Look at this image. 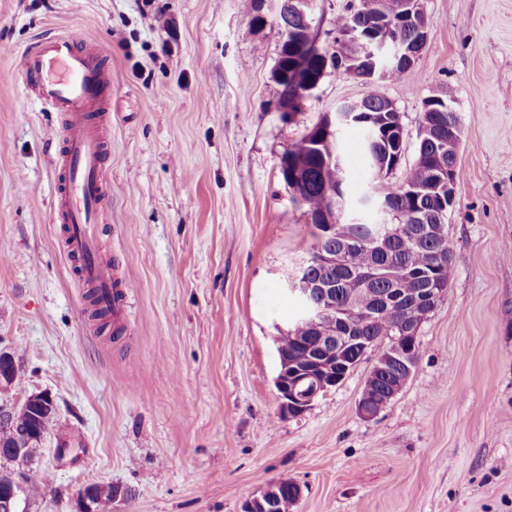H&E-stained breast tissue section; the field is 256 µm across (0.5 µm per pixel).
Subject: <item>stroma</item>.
I'll return each instance as SVG.
<instances>
[{"label":"stroma","mask_w":512,"mask_h":512,"mask_svg":"<svg viewBox=\"0 0 512 512\" xmlns=\"http://www.w3.org/2000/svg\"><path fill=\"white\" fill-rule=\"evenodd\" d=\"M280 0H0V349L57 413L29 466L25 512H240L298 483L295 512H512V0H424L429 41L381 79L417 154L424 101L452 89L462 126L448 239L455 276L422 355L372 419L363 359L280 417L285 291L311 253L279 161L365 84L327 70L292 121L272 79ZM264 23H253L254 14ZM73 31L112 67L110 202L101 253L132 289L99 331L52 221L61 115L17 77L38 37ZM105 496H110V498H104ZM124 497V493L119 489H112V486H102L98 484H91L86 486L80 496H79V509L78 512H95L96 505H98V512H112V501Z\"/></svg>","instance_id":"stroma-1"}]
</instances>
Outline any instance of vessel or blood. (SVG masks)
<instances>
[{"mask_svg":"<svg viewBox=\"0 0 512 512\" xmlns=\"http://www.w3.org/2000/svg\"><path fill=\"white\" fill-rule=\"evenodd\" d=\"M20 72L34 100L63 117L53 221L65 227V251L76 262L80 280L94 289L98 306L120 309L131 284L114 278L95 231L104 221L110 190L104 93L112 70L93 45L69 33L44 36L28 47Z\"/></svg>","mask_w":512,"mask_h":512,"instance_id":"vessel-or-blood-1","label":"vessel or blood"}]
</instances>
